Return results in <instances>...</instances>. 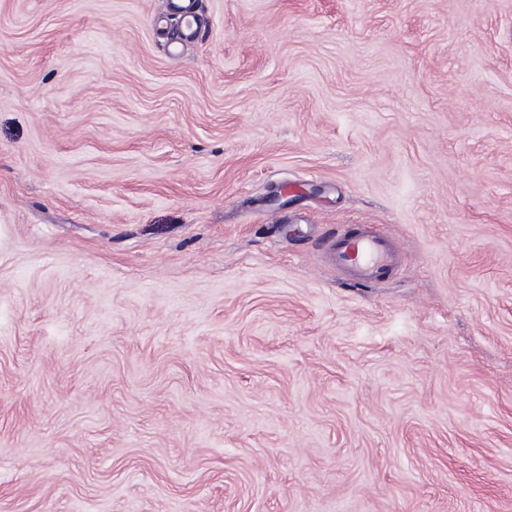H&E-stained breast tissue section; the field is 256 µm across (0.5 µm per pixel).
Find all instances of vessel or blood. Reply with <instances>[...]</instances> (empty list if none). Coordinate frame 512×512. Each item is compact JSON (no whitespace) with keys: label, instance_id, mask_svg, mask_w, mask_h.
Segmentation results:
<instances>
[{"label":"vessel or blood","instance_id":"1","mask_svg":"<svg viewBox=\"0 0 512 512\" xmlns=\"http://www.w3.org/2000/svg\"><path fill=\"white\" fill-rule=\"evenodd\" d=\"M167 4L183 19L172 47L178 53L198 41L202 23L196 0H167ZM326 255L347 282L355 286L374 280L380 272L394 270L401 259L398 245L374 224H359L331 237L326 243Z\"/></svg>","mask_w":512,"mask_h":512}]
</instances>
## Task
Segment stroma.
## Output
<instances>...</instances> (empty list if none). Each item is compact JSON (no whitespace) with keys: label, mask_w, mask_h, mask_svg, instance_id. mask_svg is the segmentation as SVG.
I'll return each mask as SVG.
<instances>
[{"label":"stroma","mask_w":512,"mask_h":512,"mask_svg":"<svg viewBox=\"0 0 512 512\" xmlns=\"http://www.w3.org/2000/svg\"><path fill=\"white\" fill-rule=\"evenodd\" d=\"M197 7L0 0V512H512V0ZM169 10L183 18L177 40L172 47L173 54L180 53L184 48L195 44L202 30V23L197 11L196 0H167ZM336 233L326 243L328 261L354 286L374 280L381 271H392L400 263L398 245L375 224Z\"/></svg>","instance_id":"obj_1"}]
</instances>
